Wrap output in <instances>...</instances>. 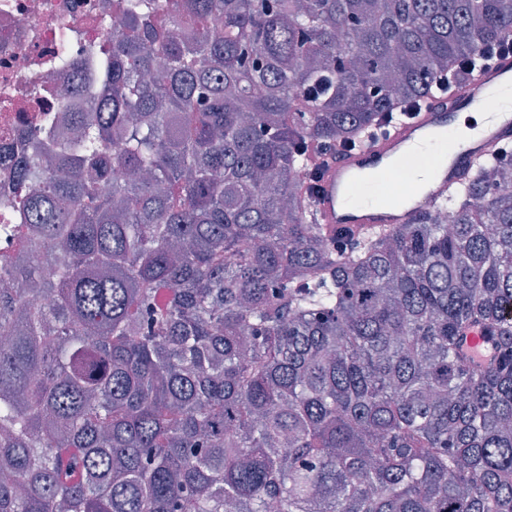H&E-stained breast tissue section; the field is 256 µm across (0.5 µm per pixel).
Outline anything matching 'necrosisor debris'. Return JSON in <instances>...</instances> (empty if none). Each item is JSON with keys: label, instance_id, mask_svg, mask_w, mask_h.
I'll return each instance as SVG.
<instances>
[{"label": "necrosis or debris", "instance_id": "1", "mask_svg": "<svg viewBox=\"0 0 512 512\" xmlns=\"http://www.w3.org/2000/svg\"><path fill=\"white\" fill-rule=\"evenodd\" d=\"M115 29L112 0H0V205L28 149V132L45 112L94 88L88 49L111 51Z\"/></svg>", "mask_w": 512, "mask_h": 512}]
</instances>
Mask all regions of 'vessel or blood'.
<instances>
[{"label":"vessel or blood","mask_w":512,"mask_h":512,"mask_svg":"<svg viewBox=\"0 0 512 512\" xmlns=\"http://www.w3.org/2000/svg\"><path fill=\"white\" fill-rule=\"evenodd\" d=\"M509 83L512 55L496 57L432 99L414 118L368 133L359 147L328 162L314 199L318 223L335 236L357 228L406 224L436 207L468 176L477 158L512 143V111L497 110L494 103L499 89ZM463 112L484 114L478 131L460 132L457 120ZM394 170L405 176L407 189L378 199V179Z\"/></svg>","instance_id":"1"}]
</instances>
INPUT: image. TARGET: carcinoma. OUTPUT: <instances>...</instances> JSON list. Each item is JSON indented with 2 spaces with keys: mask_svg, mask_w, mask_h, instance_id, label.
<instances>
[{
  "mask_svg": "<svg viewBox=\"0 0 512 512\" xmlns=\"http://www.w3.org/2000/svg\"><path fill=\"white\" fill-rule=\"evenodd\" d=\"M112 12L0 227V512H512V158L339 239L294 179L512 37V0Z\"/></svg>",
  "mask_w": 512,
  "mask_h": 512,
  "instance_id": "1",
  "label": "carcinoma"
}]
</instances>
